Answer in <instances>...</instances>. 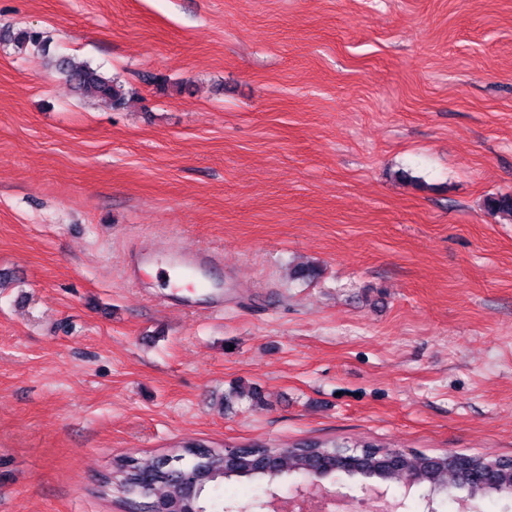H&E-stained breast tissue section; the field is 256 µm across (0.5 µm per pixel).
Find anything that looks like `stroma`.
<instances>
[{
    "label": "stroma",
    "instance_id": "obj_1",
    "mask_svg": "<svg viewBox=\"0 0 512 512\" xmlns=\"http://www.w3.org/2000/svg\"><path fill=\"white\" fill-rule=\"evenodd\" d=\"M7 25L136 99L0 40V512H127L113 459L186 443L512 456V219L484 206L512 194V0H0ZM204 247L197 309L165 304L169 251ZM7 41L18 54L36 53L47 58L48 65L62 75L76 95L88 100H100L112 110H124L133 94L120 80L107 76L88 62H79L72 57L50 56L52 36L35 27L7 29Z\"/></svg>",
    "mask_w": 512,
    "mask_h": 512
}]
</instances>
